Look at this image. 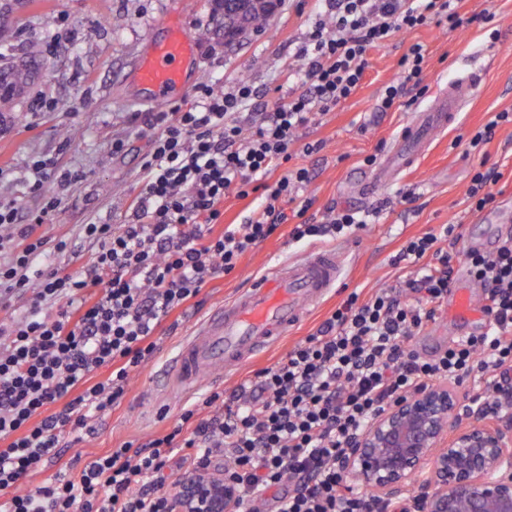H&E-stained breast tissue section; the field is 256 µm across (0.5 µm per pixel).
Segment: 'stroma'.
I'll return each mask as SVG.
<instances>
[{
	"mask_svg": "<svg viewBox=\"0 0 512 512\" xmlns=\"http://www.w3.org/2000/svg\"><path fill=\"white\" fill-rule=\"evenodd\" d=\"M312 0H283L269 29L238 44L225 45L223 37L202 41L188 66L192 86L249 82L260 102H274L287 95L282 72L313 17ZM68 17L70 37L57 50H49L52 36L43 27L44 13ZM461 13L469 20L454 32L427 24L399 32L385 47L372 50L371 66L357 93L333 112L303 131L291 148L292 164L313 175L301 200L286 204L287 212L305 209L306 219L318 224L330 209L359 211L363 224L350 234L326 240V247L348 252L342 284L333 298L312 312L288 338L259 354L241 370L213 383L216 391H231L241 377L273 365L294 346L314 333L351 293L368 296L396 286L413 272V265L392 266L390 260L404 242L442 225L457 227L456 249L469 238L491 235L495 227L477 223L469 208L466 190L479 159L468 152V139L492 113L512 111V0H465ZM492 14L490 23L479 24L475 15ZM172 19L189 33L211 27L210 0H0V65L25 59L38 48V78L16 97L7 113L8 129L0 132V200L16 202L22 211L37 210L40 200L31 194L30 164L45 156L61 169L78 174V182L61 189L60 203L41 232L50 238H68L74 246L52 255V263L69 272L83 269L95 246L80 239V224L96 219L103 224H125L131 216L128 201L144 188L141 164L153 146L155 132L145 122L147 113L169 111L173 103L154 99L136 78L139 60L149 49L155 25ZM415 43L426 50L423 73L426 92L407 88L405 108L377 111L376 105L389 83L398 81V61ZM480 56L484 68L474 94L456 121L436 133L428 151L404 170L393 184L373 196L357 187L372 168L367 156L384 159L402 127L415 112L425 109L438 87L457 77L466 59ZM69 129L70 138L59 135ZM120 149H113V142ZM322 142V149L307 155L303 146ZM489 166L502 174L492 191L497 200L512 197V124L499 127L487 144ZM290 225H281L267 240L247 252L236 269L206 284L200 303L188 308L176 328L161 325V347L155 357L130 376L119 405L93 421V431L81 442L63 443L56 456L44 461L27 481L33 489L56 476L78 472L95 456L133 442L141 444L170 432L179 421L182 401L152 400V385L168 380V362L176 344L194 322L248 287L274 259L290 258L303 245L290 236Z\"/></svg>",
	"mask_w": 512,
	"mask_h": 512,
	"instance_id": "stroma-1",
	"label": "stroma"
}]
</instances>
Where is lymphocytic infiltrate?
Wrapping results in <instances>:
<instances>
[{"label": "lymphocytic infiltrate", "mask_w": 512, "mask_h": 512, "mask_svg": "<svg viewBox=\"0 0 512 512\" xmlns=\"http://www.w3.org/2000/svg\"><path fill=\"white\" fill-rule=\"evenodd\" d=\"M317 2L286 68L296 86L287 101L250 111L254 91L241 80L201 86L192 104L150 113L158 135L141 166L144 189L129 203L134 221L81 225L96 244L82 273L41 262L68 248L40 232L59 204L52 161L33 164L31 189L44 199L34 214L0 201V311L28 298L20 318L0 321V512H158L164 488L206 469L236 483L235 512H377L367 496L339 491L336 456L346 439L413 387L472 379L493 390L512 381V240L461 259L442 246L456 231L448 224L402 246L396 261L417 268L399 287L350 294L283 360L230 393H210L169 433L23 491L62 438L80 442L122 400L131 372L159 350L162 322L289 222L286 200L312 180L307 168L291 167L290 147L356 93L370 50L431 21L452 30L463 23V0ZM424 61L419 44L401 56L400 80L385 86L379 111L401 108V91L420 84ZM283 165L287 174L269 182ZM258 191L263 201L247 223L223 225L227 194ZM360 222L355 211L334 210L326 223L292 224L291 235L344 236ZM462 264L486 291L489 329L424 357L412 340L435 321ZM102 368L108 376L94 380Z\"/></svg>", "instance_id": "1"}]
</instances>
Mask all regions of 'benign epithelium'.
<instances>
[{"label":"benign epithelium","instance_id":"obj_1","mask_svg":"<svg viewBox=\"0 0 512 512\" xmlns=\"http://www.w3.org/2000/svg\"><path fill=\"white\" fill-rule=\"evenodd\" d=\"M247 0H224V34ZM344 484L387 512H512V386L476 406L446 382L417 386L350 437L336 458ZM224 477L186 483L167 512H233Z\"/></svg>","mask_w":512,"mask_h":512}]
</instances>
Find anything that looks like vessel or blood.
<instances>
[{"instance_id":"1","label":"vessel or blood","mask_w":512,"mask_h":512,"mask_svg":"<svg viewBox=\"0 0 512 512\" xmlns=\"http://www.w3.org/2000/svg\"><path fill=\"white\" fill-rule=\"evenodd\" d=\"M153 38L151 52L138 67L140 82L156 99L166 100L188 92L185 62L197 52V40L168 22ZM478 66L440 89L432 106L415 113L398 135L369 187L392 182L413 165L429 145L433 133L447 129L473 94ZM344 254L316 247L302 256L278 262L247 290L236 293L200 320L172 358L170 393L184 395L203 380L237 371L258 354L288 336L313 310L331 297L341 282ZM459 286L448 293L458 314L474 307L475 283L460 272Z\"/></svg>"}]
</instances>
